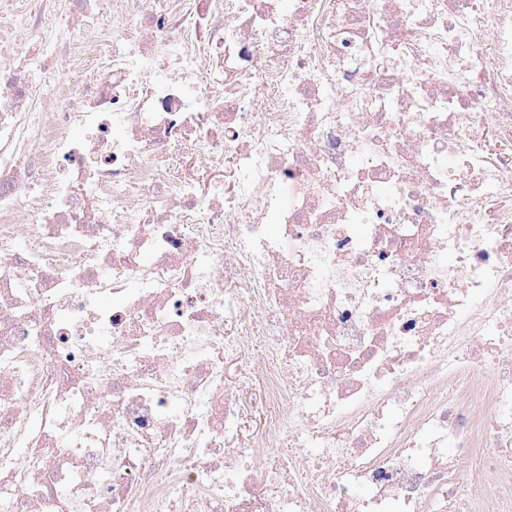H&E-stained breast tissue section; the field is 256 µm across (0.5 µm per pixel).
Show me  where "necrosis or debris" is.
Returning <instances> with one entry per match:
<instances>
[{
  "label": "necrosis or debris",
  "mask_w": 512,
  "mask_h": 512,
  "mask_svg": "<svg viewBox=\"0 0 512 512\" xmlns=\"http://www.w3.org/2000/svg\"><path fill=\"white\" fill-rule=\"evenodd\" d=\"M0 512H512V0H0Z\"/></svg>",
  "instance_id": "necrosis-or-debris-1"
}]
</instances>
